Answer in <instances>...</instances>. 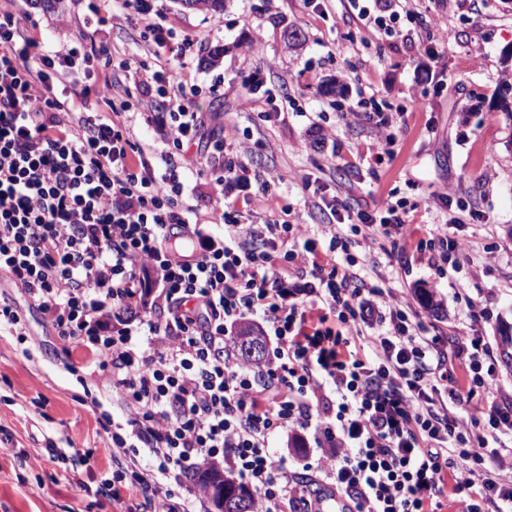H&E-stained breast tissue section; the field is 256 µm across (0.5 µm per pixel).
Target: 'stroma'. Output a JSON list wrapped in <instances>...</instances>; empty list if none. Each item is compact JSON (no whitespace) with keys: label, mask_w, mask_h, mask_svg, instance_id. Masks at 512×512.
Masks as SVG:
<instances>
[{"label":"stroma","mask_w":512,"mask_h":512,"mask_svg":"<svg viewBox=\"0 0 512 512\" xmlns=\"http://www.w3.org/2000/svg\"><path fill=\"white\" fill-rule=\"evenodd\" d=\"M395 28L360 18L353 0H225L215 14L163 0L161 12L201 51L192 74L202 90L206 132L250 146L240 184L224 188L247 224L331 223V208L376 213L403 201L418 238L353 237L351 252L370 284L404 297L428 335L477 334L502 351L512 326V121L492 105L503 54L512 50V0H392ZM37 37L65 39L87 29L114 56L153 63V48L120 0H38ZM300 43L289 47L288 35ZM226 52L209 61L216 46ZM255 75L253 89L243 80ZM375 96L391 122L392 157L376 163L375 120L350 116ZM134 141L167 134L152 95L136 93L128 114ZM455 190L446 204L442 188ZM456 222L467 261L439 273L420 243L433 225ZM392 256H385V247ZM467 284L458 294L456 280ZM433 293L439 312L423 307ZM16 307L24 336L0 332V512H123L96 495L114 465L155 468L148 452L113 462L101 454V414L128 412L88 357L72 350L40 310L0 275V301ZM66 458L51 460L48 447ZM89 455L73 465L74 453Z\"/></svg>","instance_id":"obj_1"}]
</instances>
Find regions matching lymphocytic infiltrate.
<instances>
[{
	"label": "lymphocytic infiltrate",
	"instance_id": "lymphocytic-infiltrate-1",
	"mask_svg": "<svg viewBox=\"0 0 512 512\" xmlns=\"http://www.w3.org/2000/svg\"><path fill=\"white\" fill-rule=\"evenodd\" d=\"M30 4L0 5V273L122 391L132 415L104 453L122 457L140 443L157 461L129 480L113 474L100 494L119 503L137 492L151 512H196L205 493L190 474L224 461L254 491L255 512H322L318 493L269 450L272 437L312 428L335 448L317 462L320 482L355 512H427L462 462L465 512L488 503L512 512L501 477L512 470V403L493 395L483 337L426 335L402 298L352 272L344 216L317 228L255 226L217 197L222 233L195 221L180 167L202 124L193 42L157 22L151 0H123L158 69L113 60L89 34L50 46L30 35L39 25ZM94 59L156 91L169 128L163 167L122 121L121 89L73 83ZM357 221L401 240L415 232L399 201ZM294 270L309 273L299 302L288 299ZM145 302L153 311L138 327L121 320ZM252 317L273 346L260 366L235 355V326ZM365 327L367 346H354ZM454 360L465 384L448 368ZM479 393L484 424L473 433L452 407Z\"/></svg>",
	"mask_w": 512,
	"mask_h": 512
}]
</instances>
